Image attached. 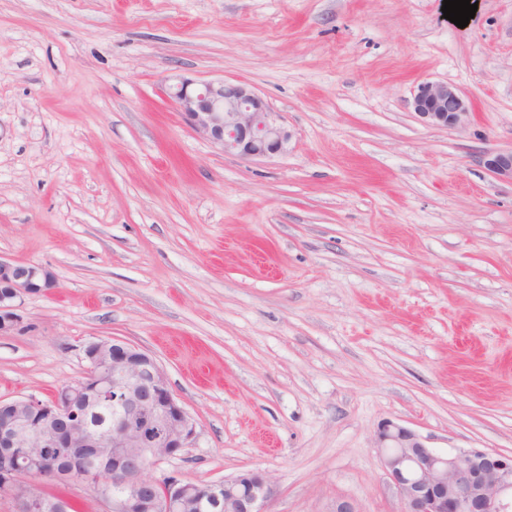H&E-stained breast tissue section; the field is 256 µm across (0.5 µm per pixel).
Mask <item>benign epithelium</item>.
Masks as SVG:
<instances>
[{"label":"benign epithelium","instance_id":"benign-epithelium-1","mask_svg":"<svg viewBox=\"0 0 512 512\" xmlns=\"http://www.w3.org/2000/svg\"><path fill=\"white\" fill-rule=\"evenodd\" d=\"M165 94L195 134L225 154L250 160L287 151L289 133L245 84L177 77ZM411 108L424 124L446 129L466 125L470 116L466 101L447 83L420 84ZM483 164L512 182V150L490 152ZM54 288L50 268L0 258V336L17 329L18 301ZM111 344L121 354L107 359ZM82 354V379L52 399L0 400V494L13 512H68V500L37 492L32 481L38 475L92 485L105 512H269L273 488L259 470L208 484L145 478L150 466L190 447L196 421L149 352L114 338L90 341ZM97 387L112 407V420L100 425L88 417L90 391ZM377 452L402 512H512L511 452H442L393 422L379 430Z\"/></svg>","mask_w":512,"mask_h":512}]
</instances>
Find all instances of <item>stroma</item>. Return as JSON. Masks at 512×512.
Instances as JSON below:
<instances>
[{
	"instance_id": "1",
	"label": "stroma",
	"mask_w": 512,
	"mask_h": 512,
	"mask_svg": "<svg viewBox=\"0 0 512 512\" xmlns=\"http://www.w3.org/2000/svg\"><path fill=\"white\" fill-rule=\"evenodd\" d=\"M0 0V257L50 267L0 336V397L51 399L85 343L153 354L197 423L145 472L265 473L271 512H402L388 420L512 452V0ZM245 83L291 134L244 161L167 76ZM455 86L457 129L419 84ZM410 105L424 124L433 127L456 129L466 125L470 116L466 101L447 83H421ZM483 164L496 178L512 182V150L487 153Z\"/></svg>"
}]
</instances>
